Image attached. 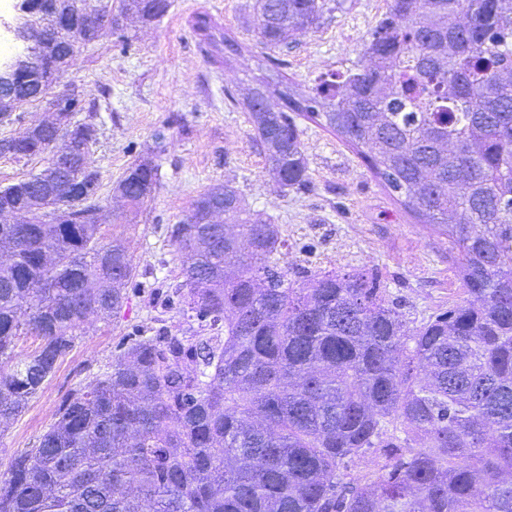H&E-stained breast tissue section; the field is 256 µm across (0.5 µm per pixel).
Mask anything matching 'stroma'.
Here are the masks:
<instances>
[{
    "instance_id": "1",
    "label": "stroma",
    "mask_w": 512,
    "mask_h": 512,
    "mask_svg": "<svg viewBox=\"0 0 512 512\" xmlns=\"http://www.w3.org/2000/svg\"><path fill=\"white\" fill-rule=\"evenodd\" d=\"M253 3L171 0L150 26L129 20L79 47L64 81L94 105L79 118L96 130L89 161L100 174V233L107 242L125 239L136 271L122 309L108 320L90 318L37 394L0 431V474L37 447L76 389L136 340L210 335L207 322L177 303L182 277L171 228L212 186L231 183L251 212L278 225L286 245L272 262L294 285L324 271H360L417 324L465 300L452 239L391 194L356 149L298 118L310 181L280 189L243 106L257 64H278L303 96L319 76L353 68L387 0H325L317 27L280 50L256 34ZM198 9L219 18L236 40L228 64L209 61L191 32L187 20ZM143 157L158 168L156 190L137 213L120 211L113 188Z\"/></svg>"
}]
</instances>
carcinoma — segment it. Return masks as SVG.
<instances>
[{
    "instance_id": "cac0c4a2",
    "label": "carcinoma",
    "mask_w": 512,
    "mask_h": 512,
    "mask_svg": "<svg viewBox=\"0 0 512 512\" xmlns=\"http://www.w3.org/2000/svg\"><path fill=\"white\" fill-rule=\"evenodd\" d=\"M30 0L29 59L13 102L49 111L0 156L64 153L0 188V426L73 346L86 319L126 300L133 257L98 236L94 126L83 97L50 95L80 45L171 0ZM323 0H254L256 32L279 48L317 24ZM214 45V24L195 17ZM364 61L297 97L254 78L246 103L283 189L309 183L303 116L360 149L370 169L459 251L467 298L409 328L362 273L307 288L268 265L283 246L235 187L200 194L172 235L181 303L217 327L189 342L139 339L77 390L58 420L0 475V512H512V0H389ZM150 159L115 198L144 204ZM37 336L19 357L14 342ZM374 449L371 483L338 476Z\"/></svg>"
}]
</instances>
